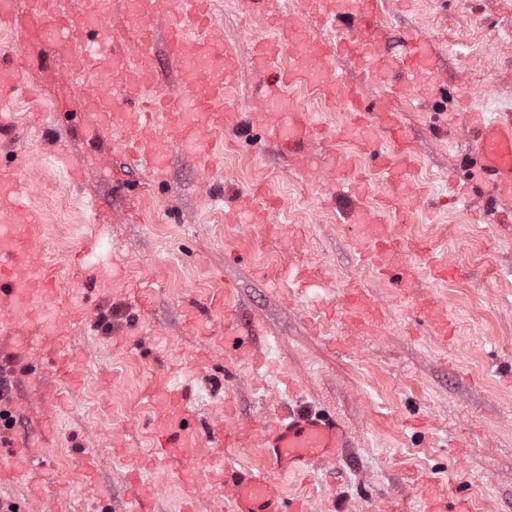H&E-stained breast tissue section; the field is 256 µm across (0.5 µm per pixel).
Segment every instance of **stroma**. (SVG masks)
<instances>
[{"instance_id": "obj_1", "label": "stroma", "mask_w": 512, "mask_h": 512, "mask_svg": "<svg viewBox=\"0 0 512 512\" xmlns=\"http://www.w3.org/2000/svg\"><path fill=\"white\" fill-rule=\"evenodd\" d=\"M212 25L242 55L226 93L228 108L259 111L261 77L247 51L270 29L243 13L239 0H218ZM374 33L388 55L400 54L411 33L435 49L431 71L412 91L365 82L347 59L333 63L363 101L399 115L403 148L414 159L409 184L426 187L442 203L430 217L397 209L386 216L403 244L401 263L422 281L417 301L361 260L353 247L359 230L344 204L332 199L340 177L328 154L350 150L348 141L312 142L304 158L311 176L302 179L256 119L241 137L225 138L224 161L213 175L201 176L176 154L158 185L130 168L119 149L81 139L85 117L71 104L61 65L47 62L34 72L37 99L17 93L0 103L18 134L13 141L0 135V169L32 184V205L46 226L37 260L65 278L60 308L89 314L85 330L70 338L86 355L79 386L59 377L48 358L35 363L45 378L44 400L58 403L61 420L47 476L69 488L78 512H95L103 497L110 512H123L127 473L137 464L156 489L146 512H182L177 468L153 450L149 396L185 380L195 388L199 423H213L221 403L240 424L299 402L341 421L347 448L318 462L306 481L281 479L262 448L228 451L241 466L280 480L286 497L307 499L309 512H423L427 479L446 493L447 512L461 504L467 512H512V221H475L485 203L476 192L465 209L443 204L451 193L448 166L474 140L466 113H480L488 124L512 123V0H379ZM291 93L318 127L349 125L340 104L300 84ZM35 107L46 127L71 133V153L89 172L82 189L50 165L51 141L28 130ZM238 191L279 201L272 224L226 222L224 198ZM91 202L96 211L88 210ZM95 215L104 227L86 263L118 267L151 304L142 335L123 348L111 329L131 318L126 300L98 298L76 272L82 227ZM440 254L454 267L445 281L429 272L432 256ZM296 263L321 278V287L308 290L286 279ZM353 284L367 288L384 311L378 329L355 332L329 315ZM227 287L242 336L271 367L266 375L225 342L223 319L195 328L186 321L189 301L206 302ZM424 300L447 315L448 341L416 323ZM95 305L110 314V328L98 326L99 314L90 312ZM117 431L132 448L123 460L113 455Z\"/></svg>"}]
</instances>
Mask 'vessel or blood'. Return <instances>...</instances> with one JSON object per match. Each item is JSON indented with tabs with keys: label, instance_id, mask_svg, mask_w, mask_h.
<instances>
[{
	"label": "vessel or blood",
	"instance_id": "1",
	"mask_svg": "<svg viewBox=\"0 0 512 512\" xmlns=\"http://www.w3.org/2000/svg\"><path fill=\"white\" fill-rule=\"evenodd\" d=\"M376 0H301L308 23L343 24L350 38L322 44L309 40L285 22V0H243L247 12L267 17L281 29L279 42L258 47V65L273 64L272 78L261 90L262 99L274 107L267 126L268 136L290 153L301 154L312 132L308 113L300 110L285 86L302 81L313 90L354 112L356 124L374 123L392 138L400 130L392 113L369 112L353 88L331 68L339 52L356 54L368 76L415 85L424 68L423 48L407 39L404 54L384 60L379 52L362 54L360 40H372L371 25ZM215 0H0V28H10L24 37L47 40L66 56L65 72L73 87L74 104L92 116L91 136L111 135L136 167L164 177L169 144L156 133L165 122L181 148L194 158L202 171L216 167L224 149L225 129L242 130L241 113L224 108V88L236 76L237 58L224 47L211 24ZM166 22L167 53L180 73L176 89L145 95L154 82V27ZM96 42L73 52L89 31ZM34 62L31 52L0 57V93H36L27 83ZM357 153L380 161L387 184L402 185L408 160L383 159L374 139H356ZM480 163L470 176L479 181L493 179L495 186L512 187V127H481L478 135ZM32 186L12 175L0 173V362L8 361L14 373L24 374L37 351L52 362L71 366L66 336L60 330H41L42 313L59 294V279L52 269L35 264L34 251L41 248L44 226L32 205ZM360 228L356 245L361 253L379 258L390 273L393 287L414 289L412 272L403 268L391 245L392 225L383 223L375 210L358 206L352 211ZM376 308L364 291L347 290L340 320L350 326L373 321ZM190 385L178 383L158 394L154 401L152 428L155 448L180 465L185 512H200L205 493L229 494L233 512H304L296 500L285 499L277 487L259 472L242 473L224 458L227 448H240L251 438L249 431L190 428L193 416ZM30 439L11 443L0 457V471L16 482L27 484L43 475L50 438L56 431L52 414L42 409L28 413ZM259 435L266 455L281 474H299L316 459H331L347 442V431L336 418L299 407L264 422ZM209 442L213 452L194 461L191 451Z\"/></svg>",
	"mask_w": 512,
	"mask_h": 512
}]
</instances>
